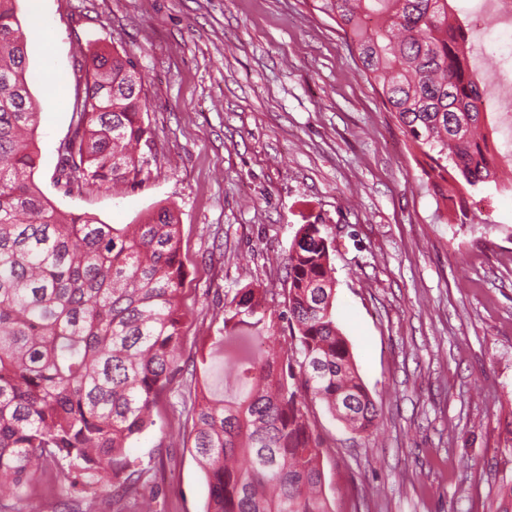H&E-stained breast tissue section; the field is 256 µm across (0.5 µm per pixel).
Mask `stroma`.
Returning <instances> with one entry per match:
<instances>
[{
	"instance_id": "1",
	"label": "stroma",
	"mask_w": 512,
	"mask_h": 512,
	"mask_svg": "<svg viewBox=\"0 0 512 512\" xmlns=\"http://www.w3.org/2000/svg\"><path fill=\"white\" fill-rule=\"evenodd\" d=\"M16 11L43 194L108 224L164 205L179 216L183 370L129 450L154 512H205L183 399L205 380L241 395L226 366L250 341L215 353L205 378L192 359L245 285L271 289L284 311V259L304 224L334 240L336 323L379 410L366 437L312 408L335 512H492L512 480V193L463 221L438 204L343 32L306 0H16ZM469 43L486 48L478 68H512V29L475 27ZM95 46L129 53L145 77L150 139L133 186L56 177ZM66 467L44 463L29 501L0 498V512H137L94 487L61 504Z\"/></svg>"
}]
</instances>
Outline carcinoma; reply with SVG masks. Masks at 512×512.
I'll return each mask as SVG.
<instances>
[{"instance_id": "obj_1", "label": "carcinoma", "mask_w": 512, "mask_h": 512, "mask_svg": "<svg viewBox=\"0 0 512 512\" xmlns=\"http://www.w3.org/2000/svg\"><path fill=\"white\" fill-rule=\"evenodd\" d=\"M336 22L361 72L426 165L434 195L468 217L500 188L489 149L485 90L467 54L468 21L451 0H311ZM15 0H0V497L24 499L50 458L67 462L61 493L87 484L118 502L142 473L130 443L181 372L179 220L161 207L139 224H107L55 207L34 181L39 109L26 79ZM144 78L131 57L97 49L77 123L59 146L57 180L116 189L139 182L149 142ZM333 246L301 225L287 258L286 312L267 291L241 288L224 304L219 351L248 337L229 374L249 393L227 401L207 387L191 403V450L208 485L206 512H333L311 420L320 402L372 435L379 417L333 312ZM290 334L270 342L276 319ZM494 512H512V481Z\"/></svg>"}]
</instances>
